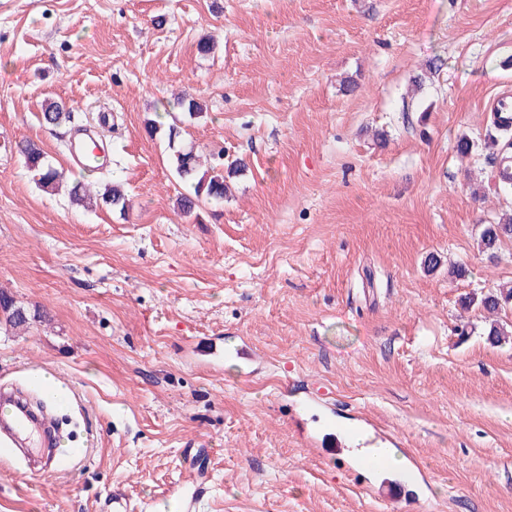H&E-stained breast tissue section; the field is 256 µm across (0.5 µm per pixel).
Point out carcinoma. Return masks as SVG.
Masks as SVG:
<instances>
[{"mask_svg": "<svg viewBox=\"0 0 512 512\" xmlns=\"http://www.w3.org/2000/svg\"><path fill=\"white\" fill-rule=\"evenodd\" d=\"M71 120V114L65 111L62 104L58 102L49 103L42 112V122L48 127H58ZM493 126L495 133L488 134L487 142L492 152L488 155L487 161L492 166V174L497 190L512 193V175H504L505 161L512 159V117L494 114ZM178 132L175 125H168V147L171 151V162L178 177L191 184L193 193L181 196L179 205L182 210L189 212L197 203L205 198L219 202L224 200L229 189V180L241 171L242 164L224 169L212 167L210 170L199 173V155L194 148L183 147L176 144ZM19 152L23 156L27 167L36 172L38 183L46 190L56 189L65 180L64 174L54 168L45 160L43 150L36 144L27 142L19 146ZM100 204L112 207L121 212L129 208V198L121 183L112 182L108 184L101 194ZM512 241V218L500 221L496 224H486L480 233L481 252L490 261L499 258L498 250L501 244ZM512 305V288H500L489 290L478 296L462 299L461 306L467 310L477 308L489 315H499L508 306ZM35 319H46V314L38 310L31 312L26 307L6 293H0V320L13 328L27 326ZM512 338V329L508 324L498 320L490 324L487 340L493 345Z\"/></svg>", "mask_w": 512, "mask_h": 512, "instance_id": "cac0c4a2", "label": "carcinoma"}]
</instances>
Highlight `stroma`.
<instances>
[{"label": "stroma", "instance_id": "obj_1", "mask_svg": "<svg viewBox=\"0 0 512 512\" xmlns=\"http://www.w3.org/2000/svg\"><path fill=\"white\" fill-rule=\"evenodd\" d=\"M181 94L204 107L172 112L182 145L246 164L188 213L146 131ZM509 94L512 0H0V291L49 316L0 325V384L53 378L76 425L42 475L0 452V512H177L201 474L197 512H392L335 431L298 436L308 399L420 461L411 512H512V345L460 305L512 286V241L479 250L512 216L484 147ZM53 101L71 124H42ZM103 109L109 170H69ZM25 140L68 180H121L129 210L43 191ZM93 141V131L89 128H77L69 140V152L72 158L71 166L73 168H87L89 154L86 153L88 142ZM505 240L512 241V218L483 226L480 233L481 252L488 260L497 261L498 250Z\"/></svg>", "mask_w": 512, "mask_h": 512}]
</instances>
